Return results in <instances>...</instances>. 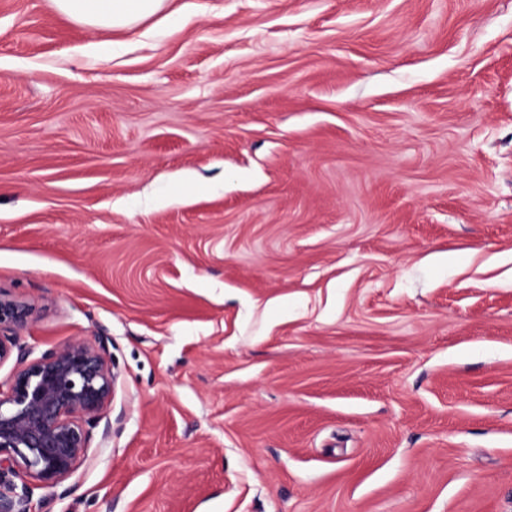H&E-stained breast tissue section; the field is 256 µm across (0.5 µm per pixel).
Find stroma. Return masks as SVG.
I'll list each match as a JSON object with an SVG mask.
<instances>
[{
	"instance_id": "obj_1",
	"label": "stroma",
	"mask_w": 512,
	"mask_h": 512,
	"mask_svg": "<svg viewBox=\"0 0 512 512\" xmlns=\"http://www.w3.org/2000/svg\"><path fill=\"white\" fill-rule=\"evenodd\" d=\"M0 0V290L108 337L33 512H512V0ZM59 14L92 32L130 29L163 11L169 0H50Z\"/></svg>"
}]
</instances>
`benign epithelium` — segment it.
Wrapping results in <instances>:
<instances>
[{
    "mask_svg": "<svg viewBox=\"0 0 512 512\" xmlns=\"http://www.w3.org/2000/svg\"><path fill=\"white\" fill-rule=\"evenodd\" d=\"M31 305L0 291V364L16 358L0 381V512H31L29 488H55L75 471L103 418L116 375L105 343L73 339L32 357L17 343Z\"/></svg>",
    "mask_w": 512,
    "mask_h": 512,
    "instance_id": "benign-epithelium-1",
    "label": "benign epithelium"
}]
</instances>
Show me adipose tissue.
Wrapping results in <instances>:
<instances>
[{"mask_svg":"<svg viewBox=\"0 0 512 512\" xmlns=\"http://www.w3.org/2000/svg\"><path fill=\"white\" fill-rule=\"evenodd\" d=\"M59 14L92 32L130 29L163 11L169 0H50Z\"/></svg>","mask_w":512,"mask_h":512,"instance_id":"adipose-tissue-1","label":"adipose tissue"}]
</instances>
